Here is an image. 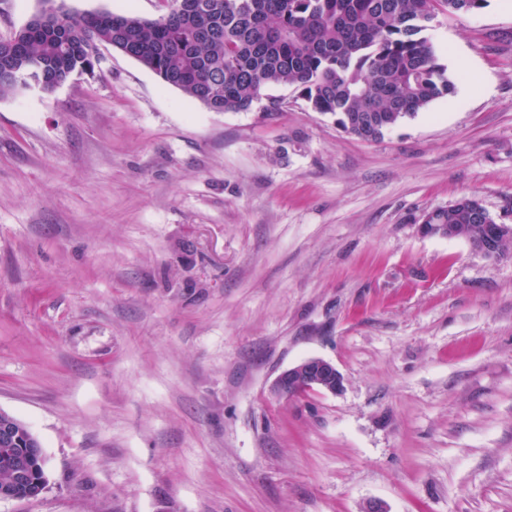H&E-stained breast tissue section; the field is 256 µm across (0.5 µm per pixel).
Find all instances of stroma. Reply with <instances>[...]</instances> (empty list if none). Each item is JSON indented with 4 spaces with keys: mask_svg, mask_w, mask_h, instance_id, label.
<instances>
[{
    "mask_svg": "<svg viewBox=\"0 0 512 512\" xmlns=\"http://www.w3.org/2000/svg\"><path fill=\"white\" fill-rule=\"evenodd\" d=\"M428 35L455 96L372 142L291 85L210 111L106 44L0 98V411L48 476L0 512H512V250L422 227L471 195L512 225V7ZM312 357L341 390L277 394Z\"/></svg>",
    "mask_w": 512,
    "mask_h": 512,
    "instance_id": "1",
    "label": "stroma"
}]
</instances>
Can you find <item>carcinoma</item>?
I'll use <instances>...</instances> for the list:
<instances>
[{"label":"carcinoma","instance_id":"obj_1","mask_svg":"<svg viewBox=\"0 0 512 512\" xmlns=\"http://www.w3.org/2000/svg\"><path fill=\"white\" fill-rule=\"evenodd\" d=\"M206 12L168 20L132 13L60 11L56 27L21 28L0 42V98L22 89L16 75L38 58L44 88L92 72L98 45L133 58L209 110L247 111L261 90L295 85L310 108L345 132L376 141L430 103L452 96L456 81L425 35L438 7L474 14L488 0H213ZM431 217L470 224L479 251L494 219L474 196ZM18 445L0 442V485L11 480Z\"/></svg>","mask_w":512,"mask_h":512}]
</instances>
